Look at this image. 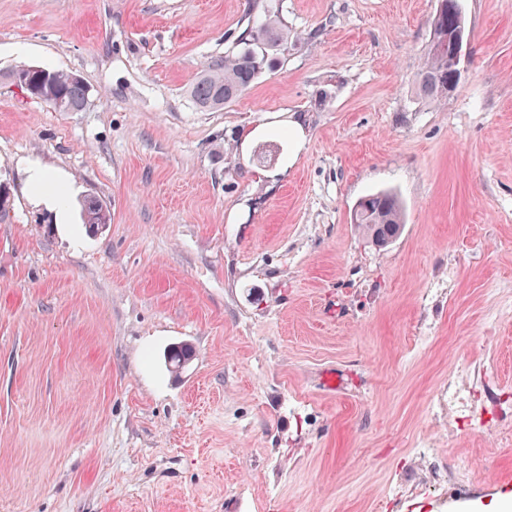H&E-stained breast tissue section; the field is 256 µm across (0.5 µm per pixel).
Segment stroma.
Instances as JSON below:
<instances>
[{
	"label": "stroma",
	"instance_id": "35a3bbf8",
	"mask_svg": "<svg viewBox=\"0 0 512 512\" xmlns=\"http://www.w3.org/2000/svg\"><path fill=\"white\" fill-rule=\"evenodd\" d=\"M272 6L286 51L204 111L189 88L249 0H0V73L89 90L58 112L0 82V512L512 496V0H460L467 55L438 103L416 94L436 0ZM269 143L259 182L248 160ZM34 166L110 224L87 232L79 205L55 223ZM386 190L404 224L380 248L351 215ZM25 76L21 88L31 99L42 100L58 112H81L88 105V91L85 84L74 82L71 75L57 70L32 65H20L5 75V78L14 84L13 77ZM51 83V86H49ZM50 96V100L46 97ZM55 101V102H53ZM57 101L60 103L57 105Z\"/></svg>",
	"mask_w": 512,
	"mask_h": 512
}]
</instances>
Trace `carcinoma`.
<instances>
[{
  "mask_svg": "<svg viewBox=\"0 0 512 512\" xmlns=\"http://www.w3.org/2000/svg\"><path fill=\"white\" fill-rule=\"evenodd\" d=\"M251 7L234 33L224 60L214 64L197 77L190 88L196 105L207 111L224 107L237 98L269 67L273 56L287 49L288 28L271 13L263 0H250ZM443 8L436 10L430 37L421 67L417 95L426 101H438L448 96V88L456 85L457 77L449 56L455 33L466 28L458 0H439ZM25 76L22 83L31 98L48 102L58 112H81L88 105L87 87L74 82L70 75L57 70L32 65H20L5 75L12 80ZM362 210L354 213V223L366 228L376 244L393 241L401 231L402 205L390 192H376L362 198ZM83 220L88 230L111 220L103 205L95 199L84 203ZM190 349L172 346L167 351L171 368L183 367Z\"/></svg>",
  "mask_w": 512,
  "mask_h": 512,
  "instance_id": "1",
  "label": "carcinoma"
}]
</instances>
